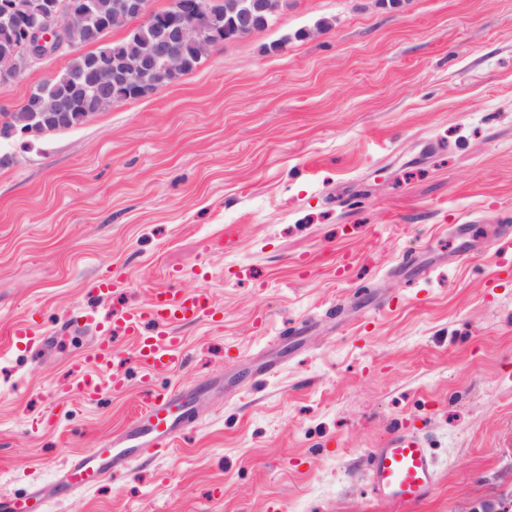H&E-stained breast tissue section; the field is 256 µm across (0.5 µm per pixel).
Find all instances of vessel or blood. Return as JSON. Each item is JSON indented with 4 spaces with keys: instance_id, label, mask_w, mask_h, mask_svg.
I'll use <instances>...</instances> for the list:
<instances>
[{
    "instance_id": "vessel-or-blood-1",
    "label": "vessel or blood",
    "mask_w": 512,
    "mask_h": 512,
    "mask_svg": "<svg viewBox=\"0 0 512 512\" xmlns=\"http://www.w3.org/2000/svg\"><path fill=\"white\" fill-rule=\"evenodd\" d=\"M216 316L212 299L204 292L154 289L144 306L115 318H94L95 329L102 340L72 365L71 372L89 398H97L106 391H122L125 378L114 371L118 351L107 340L108 335L119 331L135 343L145 379L168 374L179 363L177 353L183 345L179 327ZM8 341L13 346L42 348L49 344L50 338L41 321L31 314L10 322ZM190 424L178 391L148 393L139 424L124 434L122 447L107 445L70 458L56 471L57 492L86 490L114 475L132 473L142 441L169 448ZM368 471L372 499L378 504H396L405 510L427 499L437 484L436 467L429 449L421 447L415 437L402 433L394 436L390 446L370 449ZM55 494L44 486L34 485L22 496L1 495L0 512H43L54 501Z\"/></svg>"
}]
</instances>
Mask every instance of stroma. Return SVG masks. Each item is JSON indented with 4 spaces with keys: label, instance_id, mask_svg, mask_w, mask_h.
Masks as SVG:
<instances>
[{
    "label": "stroma",
    "instance_id": "1",
    "mask_svg": "<svg viewBox=\"0 0 512 512\" xmlns=\"http://www.w3.org/2000/svg\"><path fill=\"white\" fill-rule=\"evenodd\" d=\"M69 63L0 85V109ZM3 155L0 495L136 426L149 388L186 394L194 426L49 512H512V281L489 249L512 242V0H288L175 83ZM161 286L220 318L181 328L184 365L148 384L113 337L126 387L98 400L70 376L95 335H3ZM398 430L438 472L406 511L367 488ZM36 313H30L21 319L11 321L8 327L9 346L24 344L26 348H43L51 341V336H46V331L41 321L36 319Z\"/></svg>",
    "mask_w": 512,
    "mask_h": 512
}]
</instances>
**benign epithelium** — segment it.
Masks as SVG:
<instances>
[{
	"label": "benign epithelium",
	"instance_id": "7a95c632",
	"mask_svg": "<svg viewBox=\"0 0 512 512\" xmlns=\"http://www.w3.org/2000/svg\"><path fill=\"white\" fill-rule=\"evenodd\" d=\"M208 10V0H195L189 12L183 10L180 0H172L162 13L151 10L149 0H116L112 21L101 25L100 36L115 27L131 31L148 26L156 29L159 37L144 47L142 60L129 63L125 69L99 67L92 78L93 87L106 93L114 87L128 86L148 95L183 69L180 44H192L204 55H210L216 41L208 25ZM93 20L91 0H54L49 10L28 11L19 46L9 54L0 55V84L19 79L25 71L51 56L79 54L73 34L87 28ZM65 116V112H33L22 120L24 133L35 136L51 132Z\"/></svg>",
	"mask_w": 512,
	"mask_h": 512
}]
</instances>
